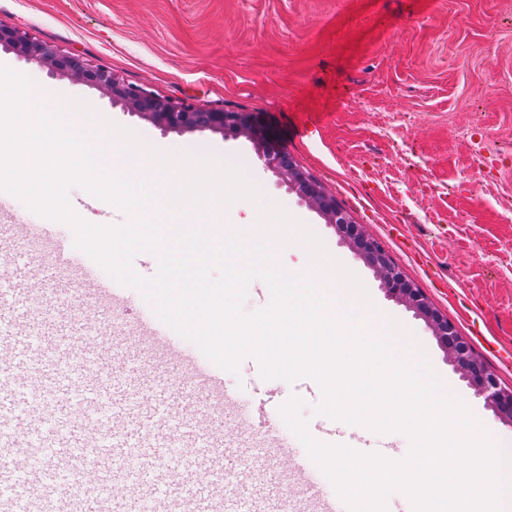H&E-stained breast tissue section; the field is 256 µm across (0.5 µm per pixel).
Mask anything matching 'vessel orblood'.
<instances>
[{
	"mask_svg": "<svg viewBox=\"0 0 512 512\" xmlns=\"http://www.w3.org/2000/svg\"><path fill=\"white\" fill-rule=\"evenodd\" d=\"M32 238L48 243V259L9 267L0 289V381L12 387L0 392V512H258L247 500L228 506L224 475L251 454L229 447L232 418L289 460L308 512H336L333 485L288 441L282 397L256 384L241 412L240 389L136 289L59 225L0 199V252Z\"/></svg>",
	"mask_w": 512,
	"mask_h": 512,
	"instance_id": "b4317fda",
	"label": "vessel or blood"
}]
</instances>
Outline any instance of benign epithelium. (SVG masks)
Segmentation results:
<instances>
[{
	"mask_svg": "<svg viewBox=\"0 0 512 512\" xmlns=\"http://www.w3.org/2000/svg\"><path fill=\"white\" fill-rule=\"evenodd\" d=\"M0 47L28 62L48 67L57 77L74 79L98 90L113 105L166 133L209 131L249 138L267 167L278 173L301 199L316 207L339 239L379 274L386 294L426 323L448 354L449 362L468 379L476 395L484 399L502 422L512 425V388L501 385L496 374L476 357L447 316L434 307L422 289L393 264L385 248L367 235L362 225L350 220L336 198L295 163L258 114L201 109L186 100L157 96L141 87L124 83L107 66L93 65L78 55L62 53L18 27L0 25Z\"/></svg>",
	"mask_w": 512,
	"mask_h": 512,
	"instance_id": "1",
	"label": "benign epithelium"
}]
</instances>
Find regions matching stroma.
<instances>
[{
  "label": "stroma",
  "mask_w": 512,
  "mask_h": 512,
  "mask_svg": "<svg viewBox=\"0 0 512 512\" xmlns=\"http://www.w3.org/2000/svg\"><path fill=\"white\" fill-rule=\"evenodd\" d=\"M0 24L154 94L259 113L512 387V365L495 355L512 351V0H0ZM0 64L39 72L157 147L201 148L242 167L408 327L441 381L512 449V427L427 325L387 296L252 141L166 133L2 48Z\"/></svg>",
  "instance_id": "obj_1"
}]
</instances>
